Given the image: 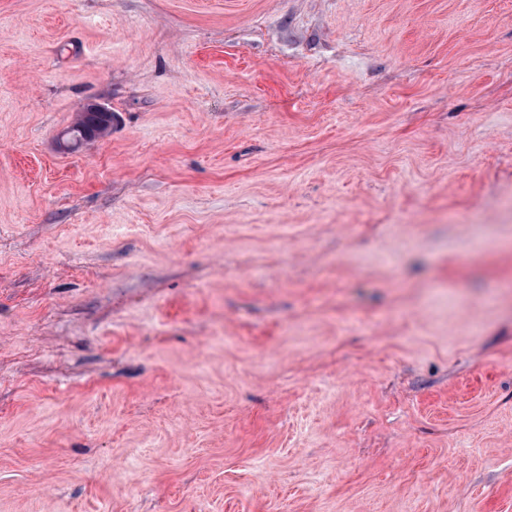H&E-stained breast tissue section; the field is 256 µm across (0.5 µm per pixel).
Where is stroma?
Here are the masks:
<instances>
[{
	"instance_id": "1",
	"label": "stroma",
	"mask_w": 512,
	"mask_h": 512,
	"mask_svg": "<svg viewBox=\"0 0 512 512\" xmlns=\"http://www.w3.org/2000/svg\"><path fill=\"white\" fill-rule=\"evenodd\" d=\"M0 512H512V0H0ZM87 112H82L77 121L65 131L67 139L72 142L74 150L79 149L87 144L86 141L82 143L83 134L87 136L84 131L89 129L98 128L100 126V118L104 121L105 125L112 126V112L101 103L91 102L86 106ZM99 112V116L95 113ZM100 117V118H99ZM88 135L87 137H90ZM82 143V144H81Z\"/></svg>"
}]
</instances>
